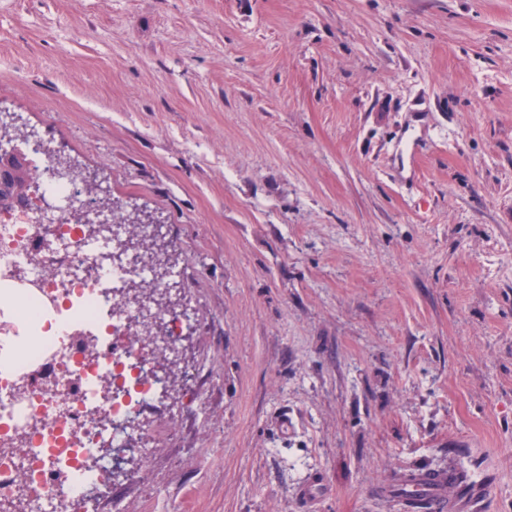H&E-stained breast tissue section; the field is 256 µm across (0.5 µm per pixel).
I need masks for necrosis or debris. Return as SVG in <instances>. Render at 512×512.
Listing matches in <instances>:
<instances>
[{"label": "necrosis or debris", "instance_id": "necrosis-or-debris-1", "mask_svg": "<svg viewBox=\"0 0 512 512\" xmlns=\"http://www.w3.org/2000/svg\"><path fill=\"white\" fill-rule=\"evenodd\" d=\"M126 236L102 193L72 177L42 178L24 206L0 210V338L24 347L0 366V512H97L103 449L149 437L126 422L159 400L155 356L197 314L158 303L178 270L160 279L148 261L114 262ZM138 285L150 294L124 299Z\"/></svg>", "mask_w": 512, "mask_h": 512}]
</instances>
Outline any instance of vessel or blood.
I'll list each match as a JSON object with an SVG mask.
<instances>
[{
	"label": "vessel or blood",
	"mask_w": 512,
	"mask_h": 512,
	"mask_svg": "<svg viewBox=\"0 0 512 512\" xmlns=\"http://www.w3.org/2000/svg\"><path fill=\"white\" fill-rule=\"evenodd\" d=\"M454 483L449 473L416 471L403 477L399 487L410 512H420L428 505L447 508L448 512H476L484 489L472 488L464 499L454 502L447 498L448 488Z\"/></svg>",
	"instance_id": "b4317fda"
}]
</instances>
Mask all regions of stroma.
<instances>
[{
    "label": "stroma",
    "mask_w": 512,
    "mask_h": 512,
    "mask_svg": "<svg viewBox=\"0 0 512 512\" xmlns=\"http://www.w3.org/2000/svg\"><path fill=\"white\" fill-rule=\"evenodd\" d=\"M0 110L196 307L99 512H512V0H0ZM458 482L452 474L440 472L415 471L403 477L399 482V491L404 494L409 510L421 509L426 505L448 507V511L477 512L485 489L474 487L464 499L454 502L448 500V487Z\"/></svg>",
    "instance_id": "35a3bbf8"
}]
</instances>
